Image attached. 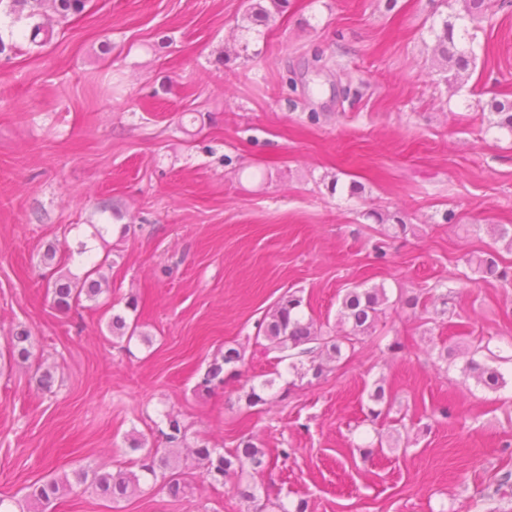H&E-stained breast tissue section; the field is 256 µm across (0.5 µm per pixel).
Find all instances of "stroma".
I'll list each match as a JSON object with an SVG mask.
<instances>
[{
    "mask_svg": "<svg viewBox=\"0 0 512 512\" xmlns=\"http://www.w3.org/2000/svg\"><path fill=\"white\" fill-rule=\"evenodd\" d=\"M254 1L265 23L249 19ZM450 13L442 0H288L283 12L271 0H88L31 54L27 19L0 0V498L12 512H34L35 482L134 470L130 435L161 443L168 412L192 441L288 449L253 478L270 507L512 512V488L496 491L512 472V286L461 279L473 252L512 265L487 232L512 227V136L488 126L492 98L512 94V5L480 21L476 67L455 92L433 55ZM373 210L401 213L417 235L383 239ZM50 246L77 275L111 259L109 292L56 309ZM452 276L454 316L391 307L310 386L290 387L281 352L255 339L289 290L324 324L347 288L381 285L394 299ZM116 313L144 339L113 337ZM21 328L56 368L51 391L4 355ZM431 335L488 342L505 387L441 368ZM236 343L239 375L197 392ZM271 377V403L247 406L244 383ZM379 378L412 440L368 459L363 446L390 429L365 415ZM186 477L179 501L158 484L117 503L88 489L53 512H252L202 467Z\"/></svg>",
    "mask_w": 512,
    "mask_h": 512,
    "instance_id": "35a3bbf8",
    "label": "stroma"
}]
</instances>
